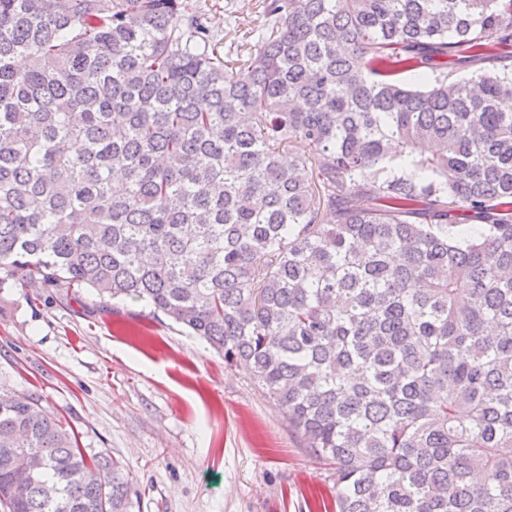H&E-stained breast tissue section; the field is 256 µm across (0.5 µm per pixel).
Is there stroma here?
Returning a JSON list of instances; mask_svg holds the SVG:
<instances>
[{
    "mask_svg": "<svg viewBox=\"0 0 512 512\" xmlns=\"http://www.w3.org/2000/svg\"><path fill=\"white\" fill-rule=\"evenodd\" d=\"M262 0H197L226 57L264 28ZM0 389L39 395L87 452L129 473L130 512H324L325 466L250 374L145 303L0 279Z\"/></svg>",
    "mask_w": 512,
    "mask_h": 512,
    "instance_id": "stroma-1",
    "label": "stroma"
}]
</instances>
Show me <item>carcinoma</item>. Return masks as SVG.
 I'll return each instance as SVG.
<instances>
[{"label": "carcinoma", "mask_w": 512, "mask_h": 512, "mask_svg": "<svg viewBox=\"0 0 512 512\" xmlns=\"http://www.w3.org/2000/svg\"><path fill=\"white\" fill-rule=\"evenodd\" d=\"M262 15L234 68L190 0H0V273L206 340L325 462L335 512H512V0ZM129 493L0 393V512Z\"/></svg>", "instance_id": "cac0c4a2"}]
</instances>
